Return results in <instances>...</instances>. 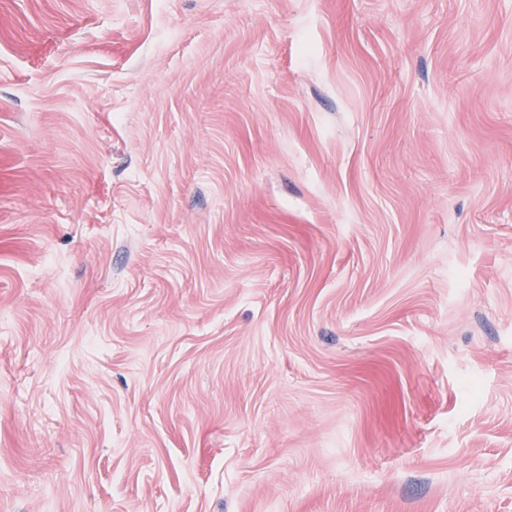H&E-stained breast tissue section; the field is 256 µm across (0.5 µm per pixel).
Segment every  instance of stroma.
Masks as SVG:
<instances>
[{
	"instance_id": "obj_1",
	"label": "stroma",
	"mask_w": 512,
	"mask_h": 512,
	"mask_svg": "<svg viewBox=\"0 0 512 512\" xmlns=\"http://www.w3.org/2000/svg\"><path fill=\"white\" fill-rule=\"evenodd\" d=\"M0 512H512V0H0Z\"/></svg>"
}]
</instances>
